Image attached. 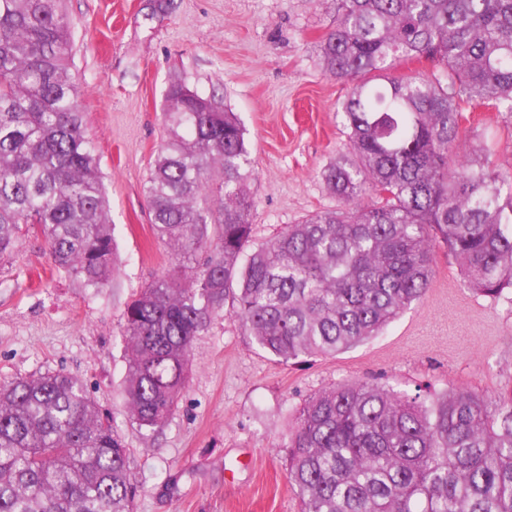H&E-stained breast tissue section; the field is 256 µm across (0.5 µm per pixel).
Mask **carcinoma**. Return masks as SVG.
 I'll return each instance as SVG.
<instances>
[{"mask_svg": "<svg viewBox=\"0 0 512 512\" xmlns=\"http://www.w3.org/2000/svg\"><path fill=\"white\" fill-rule=\"evenodd\" d=\"M322 67L349 85L346 153L322 172L343 207L251 240L247 131L215 98L169 84L144 186L176 269L124 312V394L163 426L195 336L226 302L277 361L333 356L427 292L446 245L465 287L512 289V179L490 149L461 155L464 106L512 112V0H332ZM63 0H0V257L37 224L55 266L88 288L114 273L99 157L84 129ZM413 59L433 73L396 74ZM301 512H512V397L414 394L361 381L311 396L285 445ZM128 449L79 380L0 386V512H134Z\"/></svg>", "mask_w": 512, "mask_h": 512, "instance_id": "obj_1", "label": "carcinoma"}]
</instances>
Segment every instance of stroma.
I'll list each match as a JSON object with an SVG mask.
<instances>
[{
	"instance_id": "35a3bbf8",
	"label": "stroma",
	"mask_w": 512,
	"mask_h": 512,
	"mask_svg": "<svg viewBox=\"0 0 512 512\" xmlns=\"http://www.w3.org/2000/svg\"><path fill=\"white\" fill-rule=\"evenodd\" d=\"M73 72L86 133L97 147L117 269L86 288L55 269L40 229L22 225L0 259V384L62 372L79 379L129 450L141 490L135 512H299L284 446L297 409L352 380L406 390L512 393V290L473 293L445 246L421 302L378 336L332 357L283 364L236 318L194 339L191 371L160 428H139L124 400L128 302L173 264L155 237L143 186L165 135V90L176 79L215 97L244 124L255 171L254 240L339 202L320 172L345 141L336 108L348 87L327 74L318 43L331 0H66ZM465 143L491 148L512 178V112L469 106Z\"/></svg>"
}]
</instances>
